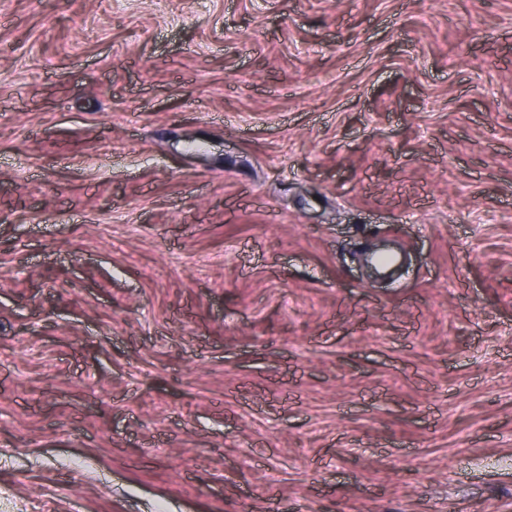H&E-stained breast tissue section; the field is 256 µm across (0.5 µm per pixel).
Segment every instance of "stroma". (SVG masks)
I'll return each mask as SVG.
<instances>
[{"label":"stroma","mask_w":512,"mask_h":512,"mask_svg":"<svg viewBox=\"0 0 512 512\" xmlns=\"http://www.w3.org/2000/svg\"><path fill=\"white\" fill-rule=\"evenodd\" d=\"M0 512H512V0H0Z\"/></svg>","instance_id":"obj_1"}]
</instances>
